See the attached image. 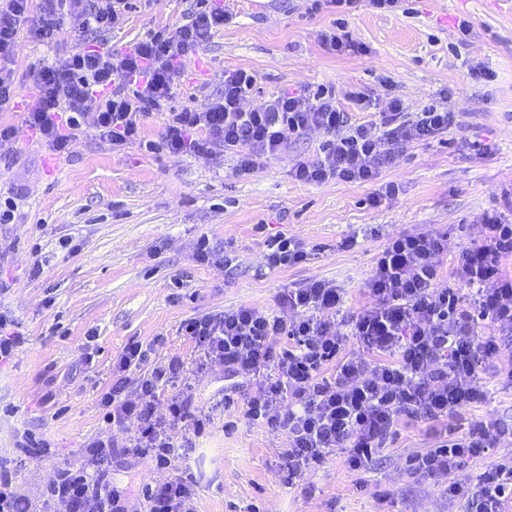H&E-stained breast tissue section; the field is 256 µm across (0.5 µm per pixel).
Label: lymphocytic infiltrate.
Here are the masks:
<instances>
[{"instance_id": "lymphocytic-infiltrate-1", "label": "lymphocytic infiltrate", "mask_w": 512, "mask_h": 512, "mask_svg": "<svg viewBox=\"0 0 512 512\" xmlns=\"http://www.w3.org/2000/svg\"><path fill=\"white\" fill-rule=\"evenodd\" d=\"M127 0H0V112L13 109L19 96L10 63L21 30L51 43L66 11L79 10L85 31L102 32L118 24ZM229 20L228 14L198 0L188 23L163 26L124 52L102 47L69 55L41 68L24 121L51 150L69 148L75 130L95 126L102 138L123 145L141 136V121L153 111H166L164 145L173 154H207L216 146L235 150L236 169L248 172L278 155L288 138L309 130L327 139L319 155L296 160L292 177L300 183L332 179L366 184L376 181L389 158L386 143L422 141L447 132L454 112L430 106L405 118L399 99H391L379 122L349 125L335 92H284L263 106L247 110L242 102L256 78L239 70L224 81V91L204 110L185 107L167 111L172 88L184 72L190 52L205 45ZM446 248L442 235H395L378 252L367 286L374 298L369 308L342 333L336 314L342 304L339 288L313 281L284 289L280 308L295 311L292 322L251 306L185 320L182 332L193 343L199 369L223 366L229 376L255 382L259 393L246 401V415L286 431L283 454L286 482L325 464L344 450L348 472L364 471L382 448L400 416L436 421L453 419L466 408L485 402L482 372L494 357V340L475 336L473 326L490 321L512 332V276L502 262L512 256V220L485 218L478 244L457 255L454 285L440 288L435 261ZM474 292L463 304L460 286ZM361 354H345L348 338ZM134 342L121 353L114 380L101 397L112 426L134 424L129 446L158 465H170L189 448L177 432L201 434L210 422L205 412H190L185 401L173 400L157 413L159 391L176 384L191 391L183 361L173 357L151 363L139 385L138 401L123 392L130 368L150 363L156 346ZM507 430L499 422L472 421L465 435L448 436L440 445L411 460L414 473L447 475L494 451ZM116 443L95 438L84 447L89 464L59 469L39 508H31L14 489L15 467L0 459V512H126L125 494L107 479V465ZM192 476H178L151 488L149 512H193ZM512 488V455L500 457L478 477L477 491L450 481L448 495L462 499L465 512H502Z\"/></svg>"}]
</instances>
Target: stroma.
Returning a JSON list of instances; mask_svg holds the SVG:
<instances>
[{
  "label": "stroma",
  "mask_w": 512,
  "mask_h": 512,
  "mask_svg": "<svg viewBox=\"0 0 512 512\" xmlns=\"http://www.w3.org/2000/svg\"><path fill=\"white\" fill-rule=\"evenodd\" d=\"M121 24L102 33L119 50L163 26L188 23L196 0H130ZM232 14L194 58H207L208 76L184 73L169 105L205 107L238 70L256 77L245 108L296 89H356L375 104L360 110L343 101L352 125L378 122L393 98L406 112L435 105L455 113V125L426 141L392 142L380 182L399 193L371 205L373 185L330 180L302 184L290 169L316 156L325 135L313 130L289 140L278 156L253 171H236L235 151L177 155L163 145L166 116L151 112L139 141L121 147L83 125L69 152L43 146L24 124L23 105L33 97L41 67L85 49L82 18L71 13L55 43L21 32L13 63L22 90L14 111L0 123L15 130L13 155L0 159V197L17 205L12 223L0 224V311L21 323L27 340L0 365V456L15 457V486L39 503L59 468L82 466L80 449L98 436L124 439L102 419L100 397L112 383V365L131 342L164 337L155 360L181 357L195 369L194 349L181 334L192 317L242 305L281 312L283 289L313 280L341 288L339 326L370 307L366 282L377 252L399 234L447 238L437 258L438 287L455 279L459 249L477 243L484 217L512 215V0H401L381 13L366 7L346 16L360 54L329 50L321 35L337 15L311 12L309 0H217ZM471 34L460 38L459 19ZM306 245L311 257L296 266H266L276 235ZM208 239L212 261L196 258ZM41 265L32 275L33 265ZM475 336L496 339L499 350L485 371L488 399L465 410L512 427V335L487 321ZM255 386L236 385L223 366L200 372L192 407L212 423L196 446L169 468L124 448L112 451L109 472L124 490L128 512H147L146 486L182 474L196 477L194 512H463L448 497L449 481L475 487L478 475L512 454V437L496 453L472 462L454 478L412 473L408 460L443 439L444 427L402 418L363 474L347 473L343 452L320 469L285 483L280 465L288 446L276 431L244 413ZM52 441L56 454L19 456L23 432Z\"/></svg>",
  "instance_id": "stroma-1"
}]
</instances>
